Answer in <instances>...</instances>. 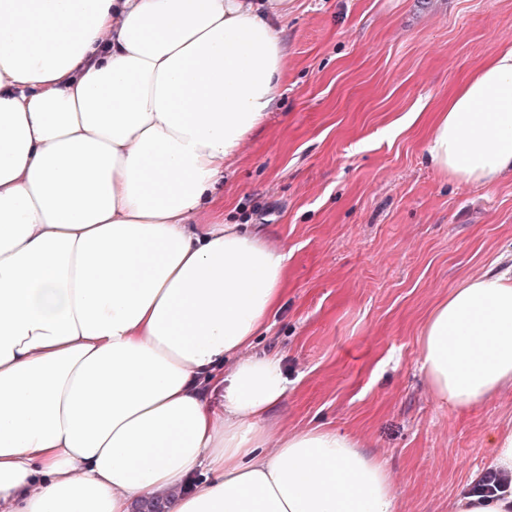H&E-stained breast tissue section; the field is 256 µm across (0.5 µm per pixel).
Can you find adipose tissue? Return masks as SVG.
I'll list each match as a JSON object with an SVG mask.
<instances>
[{
	"label": "adipose tissue",
	"mask_w": 512,
	"mask_h": 512,
	"mask_svg": "<svg viewBox=\"0 0 512 512\" xmlns=\"http://www.w3.org/2000/svg\"><path fill=\"white\" fill-rule=\"evenodd\" d=\"M287 14L0 0V512H396L350 435L267 449L288 379L248 349L286 255L196 221L277 108ZM427 157L481 186L512 170V46L435 112ZM419 345L438 402L512 382V267L454 288Z\"/></svg>",
	"instance_id": "ef3b65f1"
}]
</instances>
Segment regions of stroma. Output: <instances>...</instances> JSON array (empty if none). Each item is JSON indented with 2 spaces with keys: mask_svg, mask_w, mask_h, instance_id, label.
Returning <instances> with one entry per match:
<instances>
[{
  "mask_svg": "<svg viewBox=\"0 0 512 512\" xmlns=\"http://www.w3.org/2000/svg\"><path fill=\"white\" fill-rule=\"evenodd\" d=\"M288 81L199 223L249 224L288 255L251 347L280 357V435L322 426L385 463L396 512H451L487 436L512 431V384L436 404L419 330L460 283L512 252V173L460 183L429 164L427 120L512 45V0H288Z\"/></svg>",
  "mask_w": 512,
  "mask_h": 512,
  "instance_id": "35a3bbf8",
  "label": "stroma"
}]
</instances>
